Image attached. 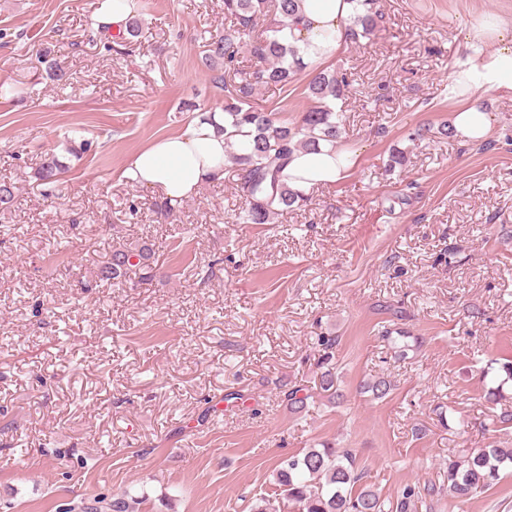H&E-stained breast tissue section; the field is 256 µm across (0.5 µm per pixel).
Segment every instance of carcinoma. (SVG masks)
I'll list each match as a JSON object with an SVG mask.
<instances>
[{"mask_svg": "<svg viewBox=\"0 0 512 512\" xmlns=\"http://www.w3.org/2000/svg\"><path fill=\"white\" fill-rule=\"evenodd\" d=\"M351 2L354 10L346 27V39L357 42L377 31L382 15L376 8V0ZM300 3L301 0H224V14L232 18L233 25L204 44L205 59L221 64L212 81L224 88V136L233 148L230 159L239 167L236 191L245 200V208L238 220L243 224H270L276 216L305 205L307 194L289 188L282 179L290 155L298 150H314L322 141L335 145L344 133L336 100L345 96L350 85L346 72L322 70L312 75L307 91L314 105L295 126L285 125L275 113L252 105L259 88H285L305 69L288 37L290 21L296 19ZM262 17L269 18L264 28L259 26ZM244 48L255 59V67L249 72L239 68V55ZM65 170L59 157L48 152L35 172V179L53 184ZM150 258L151 249L146 245L117 248L101 278L118 280L136 266L141 281L146 284L152 279ZM381 340L399 361L408 359L420 347L418 341H408L406 332L395 324L383 326ZM319 342L322 364L326 365L319 390L328 402L334 403L342 397L336 387V373L330 367L339 337L321 336ZM489 370L494 372V385L485 390L483 398L500 408L493 422L507 429L512 425V409L504 407L508 399L505 385L512 383V361L500 362ZM391 390V380L383 376L359 385V393H369L377 399L386 397ZM310 398L312 395L304 388L294 385L283 392L282 402L298 411L306 407ZM510 464L512 447L479 448L448 457V499L458 508H464L497 484L500 472ZM363 479L354 450L324 444L281 458L275 468V493L280 503L291 507L293 512H409L421 496L419 487L407 484L392 502L382 498Z\"/></svg>", "mask_w": 512, "mask_h": 512, "instance_id": "carcinoma-1", "label": "carcinoma"}]
</instances>
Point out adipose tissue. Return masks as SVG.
I'll list each match as a JSON object with an SVG mask.
<instances>
[{
    "label": "adipose tissue",
    "instance_id": "ef3b65f1",
    "mask_svg": "<svg viewBox=\"0 0 512 512\" xmlns=\"http://www.w3.org/2000/svg\"><path fill=\"white\" fill-rule=\"evenodd\" d=\"M352 12L350 0H303L292 41L308 68L323 67L341 50ZM469 47L467 63L450 82L457 101L451 126L465 142L478 144L491 130L489 114L481 105L484 95L497 91L512 96V26L498 17H486L472 31ZM223 127V113H209L184 132L161 138L136 154L122 176L169 199L196 195L204 183L224 176L228 145ZM350 165L348 153L323 144L294 152L283 175L289 187L306 192L336 183Z\"/></svg>",
    "mask_w": 512,
    "mask_h": 512
}]
</instances>
